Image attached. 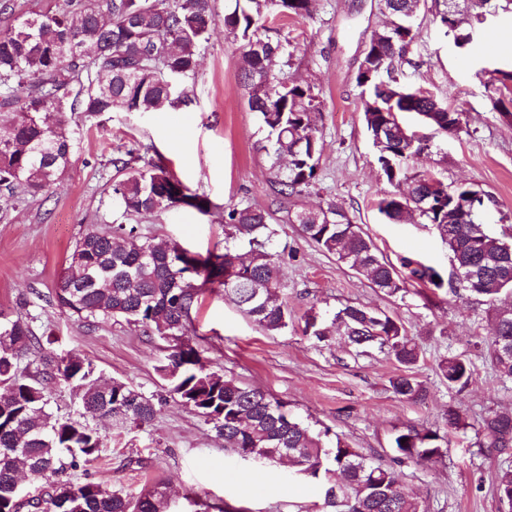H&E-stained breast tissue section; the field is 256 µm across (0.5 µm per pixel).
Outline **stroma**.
Wrapping results in <instances>:
<instances>
[{
    "mask_svg": "<svg viewBox=\"0 0 512 512\" xmlns=\"http://www.w3.org/2000/svg\"><path fill=\"white\" fill-rule=\"evenodd\" d=\"M213 5L217 23L195 79L185 83L189 107L174 113L75 115L80 139L61 182L45 196L0 197V313L29 321L37 336L51 338L56 352L80 353L102 378L128 382L156 406L153 422L142 429L99 422L106 438L101 457L69 471V478H101L135 496L161 482L173 501L183 502L191 492L225 512L321 510L310 483L289 481L287 466H257L225 451L211 425L170 396L156 371L164 356L161 341L123 321L82 322L58 307L55 290L76 239L105 227L117 212L112 186L125 174L112 160L133 151L138 155L133 168L162 165L211 203L204 213L178 206L134 218L140 235L151 242L220 252L227 233L225 207L273 213L267 248L284 268L286 286L279 299L293 323L267 333L225 299L223 286L209 285L187 333L209 370L262 389L312 429H329L383 464L391 461L398 431L440 427L448 411L457 410L467 427L450 435L443 460L400 467L402 482L425 512H500L494 485L501 462L480 451L476 429L486 412L512 409V383H502L474 347L478 337L492 331L487 305L477 296L434 295L414 283L404 295L383 296L288 221L291 211L335 203L390 261L412 255L444 274L452 272L448 249L433 226L391 224L377 210L390 186L376 162L356 83L365 46L384 21L377 0H317L313 17H286L275 24L291 64L275 63L273 80L309 83L322 102L317 178L291 198L277 194L267 132L248 109L241 56L224 33L222 17L234 0ZM409 58L403 81L462 109L467 120L460 137L435 136L431 151L415 159V167L445 184L470 182L489 192L495 205L486 224L499 231L501 218H512V121L494 110L495 92L486 85V73L512 69V13L488 19L477 43L463 49L423 18ZM347 305L384 310L416 339L424 358L415 375L427 388L425 400L393 394L390 380L399 367L379 349L358 355L343 337L325 345L304 336L307 312L330 318ZM450 355L468 357L476 367L473 382L460 393L448 390L437 373L439 360Z\"/></svg>",
    "mask_w": 512,
    "mask_h": 512,
    "instance_id": "35a3bbf8",
    "label": "stroma"
}]
</instances>
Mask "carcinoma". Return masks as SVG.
<instances>
[{"label":"carcinoma","instance_id":"cac0c4a2","mask_svg":"<svg viewBox=\"0 0 512 512\" xmlns=\"http://www.w3.org/2000/svg\"><path fill=\"white\" fill-rule=\"evenodd\" d=\"M315 2L236 0L234 9L224 13V32L239 42L244 61L248 107L268 133L279 194L288 197L316 179L323 149L317 136L322 107L308 83L273 84L270 64L283 53V45L259 31L269 30L268 23L277 18L313 16ZM383 2L391 20L371 34L357 73L364 123L383 177L393 187L379 200L378 210L389 223L404 224L415 203L426 201L420 219L435 228L448 247L451 265L461 268L471 283H462L454 272L447 284L435 267L408 257L396 268L338 206L300 209L288 215V222L388 296L407 291L406 284L413 281L433 292L449 286L484 298L494 320L493 334L481 342L485 359L502 381L512 382V315L503 318L497 309L501 296H512V227L500 234L486 228L484 216L492 199L476 185L433 191L431 175L411 166L429 148L428 139L413 138L399 114H424L425 125L448 137L463 131V113L401 82V66L417 34L408 28L404 10L414 0ZM457 2L476 4L468 21L459 18L461 9L455 7L435 12L434 22L454 42L468 44L477 39L486 16L512 5V0ZM214 24L212 0H64L0 28V193L12 197L21 191L33 197L58 185L76 142L69 119L73 114L156 112L186 104V92L173 93L166 76H195ZM498 74L493 108L511 120L512 71ZM282 157L288 167L281 171ZM112 193L124 216L146 217L173 206L203 212L207 203L152 162L113 184ZM270 220L265 209L230 207L224 210V223L235 247L205 256L186 250L171 267L167 255L177 243L165 251L122 223L90 230L76 241L55 299L79 320L122 318L165 342L167 354L158 371L171 396L213 425L224 448L241 458L262 465L279 462L269 450L288 449V477H303L317 486L322 512H424L418 498L401 486L397 468L442 459L448 435L467 427L459 413L448 411L442 430L409 427L398 432L392 464L386 466L340 436L330 438L327 429L312 430L261 390L206 369L198 347L185 342L199 295L215 282L264 331L288 328L291 313L277 298L285 274L266 247L274 234ZM240 248L246 255L238 253ZM339 330L356 352L376 347L399 364V374L390 381L394 394L408 401L426 396V387L414 375L421 348L397 319L353 305L330 320L306 315L304 335L318 343ZM26 354L32 359L22 370L18 362ZM438 370L448 389L458 393L475 375L474 364L462 355L440 360ZM56 377L79 391L83 416L116 418L140 428L155 418V404L143 392L113 379L110 392L102 394L91 361L71 351L53 356L29 322L0 314V512H21L25 506L34 512H176L160 484L134 496L95 478L76 483L58 479L66 468L96 460L105 436L86 423L49 412L46 382ZM480 434L479 447L511 457L512 411L482 418ZM19 469L56 481L44 494L23 500L14 484ZM495 491L499 503L512 512L511 465L499 469Z\"/></svg>","mask_w":512,"mask_h":512}]
</instances>
